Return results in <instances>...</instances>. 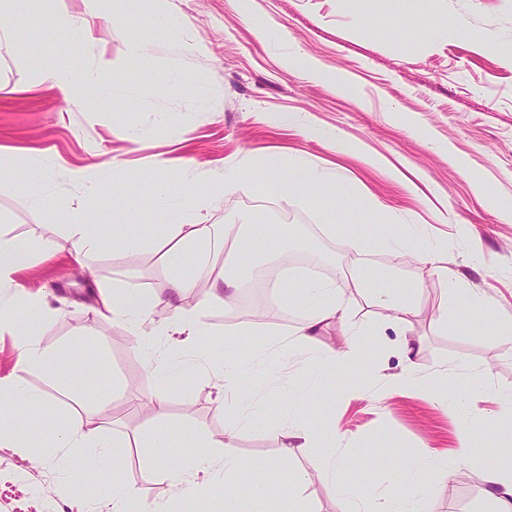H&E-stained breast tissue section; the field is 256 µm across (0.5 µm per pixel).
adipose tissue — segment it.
<instances>
[{
    "label": "adipose tissue",
    "instance_id": "adipose-tissue-1",
    "mask_svg": "<svg viewBox=\"0 0 512 512\" xmlns=\"http://www.w3.org/2000/svg\"><path fill=\"white\" fill-rule=\"evenodd\" d=\"M47 0H0V36L12 34L14 30L37 25L45 10ZM85 10L76 17L66 10H56L53 15L57 34L68 36L79 34L84 41H92L100 22L107 16V0H84ZM112 61L99 55L73 66H63L52 56H45L37 67V84L56 90L68 103L74 102V93L81 87H93L102 97L118 96L116 87L99 80L100 70L111 66ZM242 183L241 175L225 178L210 192H202L197 181L186 179L177 187H161L157 191L161 199L159 211L162 224L157 241L164 252L162 259L170 275V286L175 296L193 291L200 280H218L219 285L211 291L213 300L227 304L235 302L246 286L241 274L242 265L253 254L249 237L238 236L228 242H220L215 225L180 223L179 211L192 210L203 204L208 196L220 195L235 189ZM280 197L318 199L333 202L349 196V186L327 171L298 165L295 176L278 184ZM92 208L71 211L69 232L71 237L86 248H101L106 245L121 247L135 252L140 242L132 234L113 235L107 228L95 224ZM225 248L233 261L225 265L221 274H214L200 262L203 251ZM355 289H367L378 308L385 311L394 323L404 321L415 303L411 290L398 288L391 280L376 281L370 268L358 265L352 274ZM278 291L286 305L299 309L304 314L300 326L289 335L291 350L302 352L318 347L319 362L311 371L316 381L336 378L351 365L355 355L358 331L349 319V306L345 298L334 288L316 281L304 280L297 287L279 286ZM98 313L102 318L126 323L133 335L144 333L147 324L156 328L194 340L203 335L196 312L175 303L164 301L143 288H116L102 293ZM43 322V310L37 302L19 306L17 301L0 298V329L17 327L21 337L17 363L21 370H38L60 382H70L78 368L100 370L102 358L92 346L67 342L52 349L39 346L36 338ZM340 324L343 343L341 346H318L320 329ZM221 387L231 394V402L225 403L224 438L213 443L198 438L197 452L189 467H181L175 461L176 449L167 420V405L164 400L153 403L154 418L159 426L143 439L144 448L153 465L170 480L178 495L183 498L207 496L218 503L221 512H241L245 500L261 499L268 495L267 474L271 461H254L239 456L235 441L242 428L255 427L279 443L284 449L323 447L328 434L323 426L312 424L301 413H294L277 421H261L250 413L245 402L250 393L245 388V375L240 360L229 359L220 374ZM51 401L39 392L30 390L21 381L0 379V414L7 416L9 428L0 432V446L11 438L28 434L33 429L37 414L48 412ZM39 448L46 452L67 449L82 453L89 448L102 449L104 465L99 471L102 484L110 493L112 512H139L141 499L135 488L123 479L124 463L114 452H108V441L101 427L80 422L60 430L53 423H45L36 440ZM219 445L220 453H212V445ZM483 493L492 505V512H512V462L493 465L482 471ZM393 487L387 496L373 495L360 501L354 512H429L428 498L424 493L427 484V469L423 465L406 461L390 473Z\"/></svg>",
    "mask_w": 512,
    "mask_h": 512
}]
</instances>
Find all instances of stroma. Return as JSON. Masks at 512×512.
I'll list each match as a JSON object with an SVG mask.
<instances>
[{"label": "stroma", "instance_id": "35a3bbf8", "mask_svg": "<svg viewBox=\"0 0 512 512\" xmlns=\"http://www.w3.org/2000/svg\"><path fill=\"white\" fill-rule=\"evenodd\" d=\"M408 0H160V13L176 18L165 35L131 11L117 12L86 47L80 36L56 42L51 19L0 41V81L20 94L0 98V231L34 246L28 268L14 276L15 295L43 301L39 342L53 348L82 337L103 356L94 386L74 402L60 382L16 366L18 339L0 333V378H21L52 396L58 424L76 417L101 426L121 446L125 480L136 487L147 512L176 500V490L143 453L134 452L153 424L152 401L164 398L173 433L189 429L208 439L224 435V399L209 369L162 382L155 370L172 339L162 332L137 343L119 321L95 313L98 285H135L166 298L169 277L154 241L159 211L154 189L194 173L205 183L257 158L246 186L187 213L188 224H220L228 236L242 227L280 225L299 229L323 249L319 280L350 298L351 319L363 329L358 362L335 382L318 386L316 401L341 439L334 451L296 448L284 455L264 432L246 428L239 455L285 458L279 476L302 470L310 478L302 495L314 512H346L349 495L389 491L387 476L404 460L432 456L454 461L456 435L471 430V462L457 484L439 471L429 477L431 512H485L478 468L494 464L502 442L496 433L498 398L512 392V342L470 320L444 282L428 276L422 259L435 250L448 275L478 289L490 310L512 316V0H441L447 29L435 26L402 35L398 24ZM390 27L376 30L373 16ZM153 38L152 52L133 68L121 61L127 39ZM60 63L106 52L112 69L103 81L133 88L134 99L84 95L67 105L49 90L29 91L45 49ZM326 71L312 78L313 68ZM285 112L308 125L339 134L340 143L307 137L281 123ZM135 131L137 142L125 138ZM348 183L353 201L329 206L295 197L282 200L262 189L270 177L294 175L292 158ZM117 159L109 178L90 170L86 182L72 171ZM41 165L63 209L31 205L24 169ZM93 206L96 223L135 226L136 254L99 248L74 260L69 210ZM368 234L378 244L368 266L414 289L418 305L405 323L390 322L364 293H351L347 234ZM44 242L57 243L49 257ZM268 320L255 324L233 303L213 302L209 292L184 294L207 334L206 348L231 339L252 364L250 393L255 416L276 419L288 408L268 400L275 376L285 394L307 380L313 352H288L286 335L299 313L267 290ZM447 310V324L437 313ZM418 348L415 381L391 379L401 371L398 346ZM459 393L461 405H442L433 395L440 379ZM349 461L362 480L352 493L320 480L315 471L330 456ZM109 495L91 457L59 450L32 451L28 438L0 447V512H108Z\"/></svg>", "mask_w": 512, "mask_h": 512}]
</instances>
